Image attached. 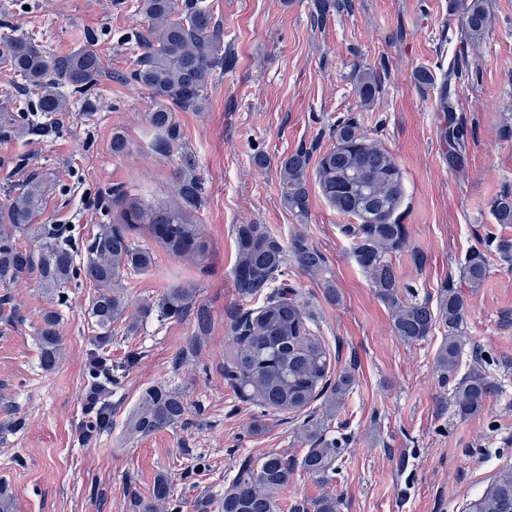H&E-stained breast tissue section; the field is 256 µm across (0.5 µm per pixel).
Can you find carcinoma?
Returning a JSON list of instances; mask_svg holds the SVG:
<instances>
[{"label": "carcinoma", "mask_w": 512, "mask_h": 512, "mask_svg": "<svg viewBox=\"0 0 512 512\" xmlns=\"http://www.w3.org/2000/svg\"><path fill=\"white\" fill-rule=\"evenodd\" d=\"M465 22L460 33L459 50L448 64V79L440 91V108L455 109V79L463 74L461 59L468 43L479 39L491 24L485 0H461ZM139 14L147 22V35H139L143 49L140 68L131 78L152 92L156 108L149 120L155 130L153 147L171 152L180 139L173 121L172 107L198 110L207 100L208 88L218 68H230L234 58L222 54L223 32L212 24L210 13L199 0H137ZM0 64L10 67L26 89L37 96L39 111L53 116L66 111L62 88L74 94L85 93L102 70V60L91 47L68 55L52 56L34 40L20 35L0 36ZM382 79L377 70L364 73L356 83V93L364 104L372 103L380 92ZM335 146L319 160L316 181L322 197L338 214L352 217L355 224L343 226L354 243L359 265L370 278L377 296L392 309L393 330L402 340L412 343L426 339L436 323L448 328V336L436 356V363L446 378L454 377L459 363L460 343L456 336L466 312L465 293L446 288L437 309L429 304L404 298L391 254L404 248L406 226L398 211L404 198L402 173L394 158L372 143L354 119L346 117L336 124ZM444 138L455 153L465 149V131L450 122ZM177 193L179 202L159 209L144 208L132 201L124 214L130 226L146 224L152 234L176 254L201 251L199 230L188 213L197 207L202 183L194 174L192 155H180ZM309 158L296 151L279 161L281 197L289 212L305 216L309 210ZM47 185L31 178L10 195L0 208V282L10 283L24 277L37 280L49 290L64 288L73 282L90 281L98 288L92 302L91 316L100 330V339L112 335V323L125 313L128 304L112 290V283L127 272H144L153 264L152 254L130 241L116 229H105L90 245L91 257L76 262L72 228L68 224H36L43 210ZM492 214L499 224H512V194L498 196ZM28 237L39 251L19 244ZM237 259L233 281L244 300L266 296L263 306L237 314L230 323L236 348L224 366V377L240 392H252L269 410H301L324 399L330 416L349 393L353 379L341 373L329 382V357L322 341L308 327L309 315L295 294L278 284L285 276L288 260L303 271L316 275L325 265L324 256L296 236L288 245L272 235L264 224L236 226ZM488 274L484 251L472 249L460 267V277L471 290L480 288ZM193 292L188 288L167 290L160 304L163 317H182L192 307ZM58 314L45 313L39 330L40 360L44 368L54 367L59 359ZM496 384L474 367L454 386L456 413L462 418L479 414L495 392ZM186 409L182 396L170 390L153 388L145 392L140 410L133 417L132 429L143 432L164 428L183 419ZM109 409L100 405L85 425L89 434L110 427ZM307 449L299 466L310 475L326 476L332 470L342 445L324 438V427L305 424ZM295 467L278 453L263 457L256 467L242 466L224 486L219 498L222 512H278L277 495L293 481ZM154 503L144 506L154 512L155 504L173 502L166 477L157 478L153 488ZM470 512H512V469L501 473L472 501ZM295 512H340V502L332 496L319 498Z\"/></svg>", "instance_id": "obj_1"}]
</instances>
